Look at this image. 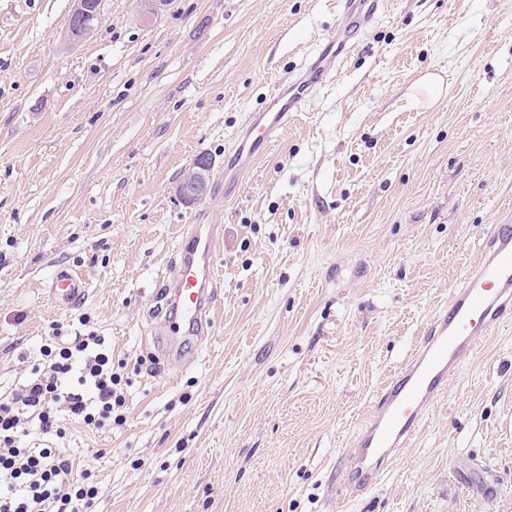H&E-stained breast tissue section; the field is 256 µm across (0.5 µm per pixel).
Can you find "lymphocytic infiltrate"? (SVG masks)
Segmentation results:
<instances>
[{
  "label": "lymphocytic infiltrate",
  "mask_w": 512,
  "mask_h": 512,
  "mask_svg": "<svg viewBox=\"0 0 512 512\" xmlns=\"http://www.w3.org/2000/svg\"><path fill=\"white\" fill-rule=\"evenodd\" d=\"M46 355L49 367H34L27 384L0 401V512H80L100 492L63 450L21 447L30 419L41 433L56 436L64 415L95 429L123 419L122 377L104 337L79 336Z\"/></svg>",
  "instance_id": "1"
}]
</instances>
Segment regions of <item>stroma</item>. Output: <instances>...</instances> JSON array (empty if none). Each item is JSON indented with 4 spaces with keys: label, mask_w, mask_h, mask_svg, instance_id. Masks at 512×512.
<instances>
[{
    "label": "stroma",
    "mask_w": 512,
    "mask_h": 512,
    "mask_svg": "<svg viewBox=\"0 0 512 512\" xmlns=\"http://www.w3.org/2000/svg\"><path fill=\"white\" fill-rule=\"evenodd\" d=\"M338 2L102 0L74 41V0H0V397L51 337H105L124 423L24 442L67 450L92 512H512V321L373 488L342 490L374 395L512 224V0H391L240 193L213 191ZM191 224L224 227L216 333L178 346L158 308ZM62 269L88 281L67 308ZM196 168L194 179L187 184H180L177 187L178 195L187 203H193L203 196L206 190L211 161L201 160V162L196 165ZM49 293L60 306H71L84 298L87 281L81 273L61 270L48 283Z\"/></svg>",
    "instance_id": "stroma-1"
}]
</instances>
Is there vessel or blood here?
<instances>
[{
  "label": "vessel or blood",
  "mask_w": 512,
  "mask_h": 512,
  "mask_svg": "<svg viewBox=\"0 0 512 512\" xmlns=\"http://www.w3.org/2000/svg\"><path fill=\"white\" fill-rule=\"evenodd\" d=\"M386 0H340L341 25L324 36L298 74L281 80L270 103L248 113L229 154L230 176L215 189L232 196L241 187L239 174L264 155L273 139L301 111L313 93L332 78L350 44L386 9ZM224 242L218 224H196L182 237L176 276L167 285L172 313L167 326L182 337L215 333L211 312L217 301V259ZM49 293L61 306L84 298L81 273L56 272ZM512 313V224H495L479 261L470 268L449 303L437 307L422 331L411 358L385 383L368 408L348 455L350 495L371 488L384 468L408 448L434 404L445 394L448 377L459 360L476 352L479 339L498 329Z\"/></svg>",
  "instance_id": "vessel-or-blood-1"
}]
</instances>
